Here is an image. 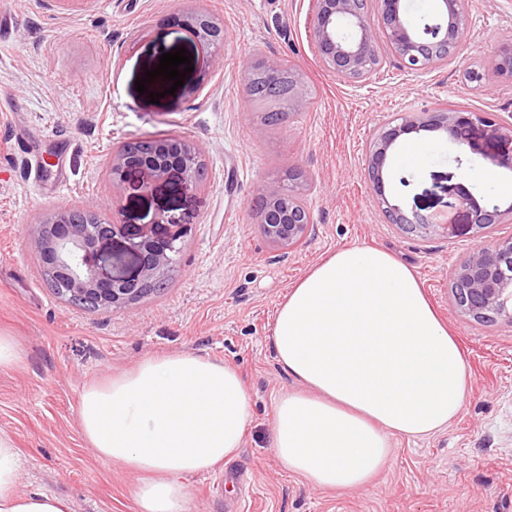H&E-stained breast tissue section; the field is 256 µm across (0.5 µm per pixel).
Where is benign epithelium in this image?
Masks as SVG:
<instances>
[{"instance_id": "7a95c632", "label": "benign epithelium", "mask_w": 512, "mask_h": 512, "mask_svg": "<svg viewBox=\"0 0 512 512\" xmlns=\"http://www.w3.org/2000/svg\"><path fill=\"white\" fill-rule=\"evenodd\" d=\"M314 2L311 35L317 58L325 69L349 82L364 81L380 67V58L373 52L380 38L411 73L429 71L445 60L461 61L470 49L469 0H435L433 13L417 24L407 16L404 0ZM187 27L203 50L216 49L224 43L223 26L205 11L192 13ZM492 71L512 81V33L502 36ZM307 96V85L294 75L288 109L301 105ZM489 120L486 112L439 108L425 117L403 112L381 126L367 147L365 178L390 223L422 238L454 236L457 225L435 215L408 213L390 203L385 195L384 170L404 135L440 131L460 147L466 143V128ZM132 171L142 175L143 190L172 177L187 191L200 190L206 182L199 147L177 136L123 143L112 152L109 173L112 181L121 183ZM298 179L297 174L289 176V186L278 180L266 182L257 196V219L265 236L288 249L305 238L311 223L310 212L298 198ZM458 197L459 203L469 208L470 227L478 235L497 226L504 215L512 214L511 204L504 210L497 204L482 206L466 189ZM114 228L87 207L61 208L30 226L42 265L67 282V287L61 289L64 297L79 303L91 302L98 310L119 312L164 285L180 252L179 236L144 237L132 243L136 267L133 273L125 274L115 271L112 265L92 262L100 244L113 236ZM451 295L456 308L473 321L511 322L512 236L470 249L455 269Z\"/></svg>"}]
</instances>
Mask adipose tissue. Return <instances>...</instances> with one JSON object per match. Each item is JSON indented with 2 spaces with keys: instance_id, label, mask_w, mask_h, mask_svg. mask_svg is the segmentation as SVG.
Returning <instances> with one entry per match:
<instances>
[{
  "instance_id": "adipose-tissue-1",
  "label": "adipose tissue",
  "mask_w": 512,
  "mask_h": 512,
  "mask_svg": "<svg viewBox=\"0 0 512 512\" xmlns=\"http://www.w3.org/2000/svg\"><path fill=\"white\" fill-rule=\"evenodd\" d=\"M271 340L296 383L276 401L273 450L312 487H366L395 440L440 433L468 395L455 337L411 268L377 248L343 247L313 266L280 302ZM250 413L237 368L191 352L145 357L79 402L88 445L132 476L136 512H194L184 477L234 457ZM19 471L0 436V512H69L54 495L18 492Z\"/></svg>"
}]
</instances>
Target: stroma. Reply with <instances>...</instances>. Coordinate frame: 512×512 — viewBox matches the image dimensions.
Listing matches in <instances>:
<instances>
[{
	"label": "stroma",
	"instance_id": "stroma-1",
	"mask_svg": "<svg viewBox=\"0 0 512 512\" xmlns=\"http://www.w3.org/2000/svg\"><path fill=\"white\" fill-rule=\"evenodd\" d=\"M313 0H0V333L15 336L22 359L0 372V436L19 448L22 490L66 499L71 512H135L131 480L84 441L80 393L94 380L133 368L145 355L197 353L233 364L250 397L238 454L249 494L237 499L214 474L190 476L195 512H512V322H475L457 311L450 284L477 245L470 214L456 199L466 185L480 204H512L487 181L491 157L511 154L499 122L512 121V82L476 86L466 68H489L512 31V0H470L471 50L425 73L386 55L361 82L337 78L318 61L310 35ZM195 10L224 27V47L202 52L185 21ZM186 48L193 70L167 94L163 83L136 90L159 62L158 48ZM259 60L294 66L309 94L286 122L264 123L242 75ZM160 94L151 103L150 94ZM448 106L488 112L474 124L464 156L440 132L399 144L385 178L391 203L447 214L458 236L421 238L388 224L364 176L365 152L401 112ZM173 134L196 143L208 180L191 193L177 179L114 185L112 152L125 141ZM38 152L44 176L30 174ZM301 170L312 223L288 250L269 242L252 209L263 183ZM91 206L116 230L100 249L117 270L134 272L130 243L181 233L171 283L129 310L90 312L45 282L29 225L61 207ZM385 250L409 265L458 339L470 389L459 417L423 440H400L364 489L308 486L273 451L274 404L292 381L277 365L270 336L278 304L327 253L348 246Z\"/></svg>",
	"mask_w": 512,
	"mask_h": 512
}]
</instances>
